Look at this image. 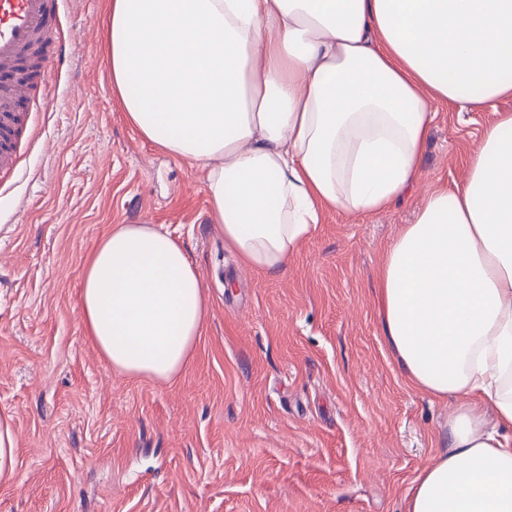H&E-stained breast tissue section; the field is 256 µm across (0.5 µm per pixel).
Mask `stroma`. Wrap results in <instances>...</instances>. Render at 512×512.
I'll list each match as a JSON object with an SVG mask.
<instances>
[{
  "label": "stroma",
  "mask_w": 512,
  "mask_h": 512,
  "mask_svg": "<svg viewBox=\"0 0 512 512\" xmlns=\"http://www.w3.org/2000/svg\"><path fill=\"white\" fill-rule=\"evenodd\" d=\"M108 0H61L65 46L23 110L0 192V413L18 482L0 512H404L456 402L410 386L383 336L377 274L423 188L454 184L494 107L437 106L420 184L389 210L327 212L270 278L210 222L202 170L144 140L112 96ZM115 224L170 233L211 310L176 383L113 372L86 336V254Z\"/></svg>",
  "instance_id": "stroma-1"
}]
</instances>
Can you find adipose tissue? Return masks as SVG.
<instances>
[{"mask_svg":"<svg viewBox=\"0 0 512 512\" xmlns=\"http://www.w3.org/2000/svg\"><path fill=\"white\" fill-rule=\"evenodd\" d=\"M112 91L145 140L205 173L239 265L283 276L324 212L373 214L421 177L435 105L512 97V0H110ZM382 330L412 387L458 405L406 512H512V113L384 251ZM85 334L173 383L209 299L183 246L116 224L86 257Z\"/></svg>","mask_w":512,"mask_h":512,"instance_id":"obj_1","label":"adipose tissue"}]
</instances>
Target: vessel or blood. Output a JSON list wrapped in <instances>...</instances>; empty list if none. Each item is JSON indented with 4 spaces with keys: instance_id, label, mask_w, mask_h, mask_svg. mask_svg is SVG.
Masks as SVG:
<instances>
[{
    "instance_id": "obj_1",
    "label": "vessel or blood",
    "mask_w": 512,
    "mask_h": 512,
    "mask_svg": "<svg viewBox=\"0 0 512 512\" xmlns=\"http://www.w3.org/2000/svg\"><path fill=\"white\" fill-rule=\"evenodd\" d=\"M55 23L51 0H0V173L20 169L18 155L8 146L16 109L27 99L16 70L53 31Z\"/></svg>"
}]
</instances>
